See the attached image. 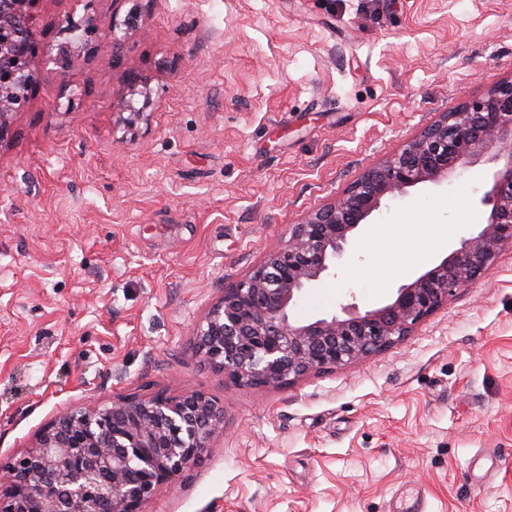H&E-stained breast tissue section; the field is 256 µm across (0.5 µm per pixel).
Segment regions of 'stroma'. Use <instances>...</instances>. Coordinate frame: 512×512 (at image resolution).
<instances>
[{"label":"stroma","instance_id":"1","mask_svg":"<svg viewBox=\"0 0 512 512\" xmlns=\"http://www.w3.org/2000/svg\"><path fill=\"white\" fill-rule=\"evenodd\" d=\"M73 9L36 0L48 53ZM133 11L120 57L43 72L0 142V459L70 406L192 389L224 434L144 512H512L511 248L394 347L285 388L225 380L189 337L289 225L512 73V0H97L95 23ZM486 170L362 226L301 314L429 267L480 222ZM127 96L130 100L126 102L121 112H116L115 126L123 128L125 132L132 131L137 123L143 118V109L149 103V92L147 80L135 70H130L126 75ZM135 97L142 98V106L137 107ZM126 114V115H125Z\"/></svg>","mask_w":512,"mask_h":512}]
</instances>
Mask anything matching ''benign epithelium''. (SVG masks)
I'll return each mask as SVG.
<instances>
[{"mask_svg": "<svg viewBox=\"0 0 512 512\" xmlns=\"http://www.w3.org/2000/svg\"><path fill=\"white\" fill-rule=\"evenodd\" d=\"M35 0H0V142L28 100L42 68H62L67 46L43 52V32L30 6ZM79 16L64 34L81 46L112 47L117 56L136 28V17L94 24L95 0H76ZM127 95L115 126L132 131L149 103L147 80L126 75ZM142 99L138 107L135 98ZM485 160L490 177L479 199L484 221L448 254L413 274L370 308L353 301L308 317L298 307L306 290L336 277L360 226L381 208L422 188L448 183ZM512 248V74L443 112L393 154L369 164L337 196L288 225V235L244 276L224 289L191 330L200 360L232 383L269 389L336 370L384 351L462 289L495 268ZM224 433V405L198 391L150 396L116 394L106 404H78L41 428L25 451L0 462V512H142L145 503L195 466Z\"/></svg>", "mask_w": 512, "mask_h": 512, "instance_id": "7a95c632", "label": "benign epithelium"}]
</instances>
